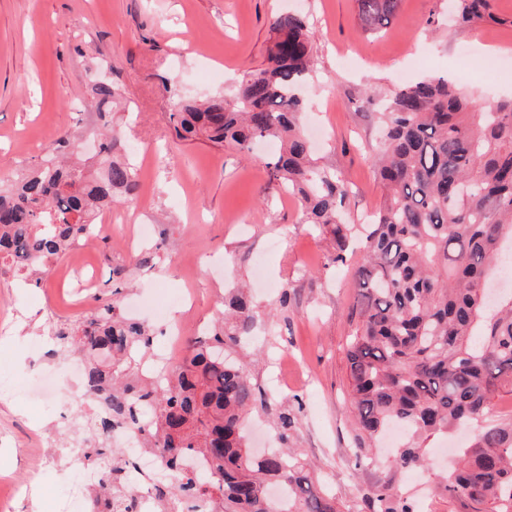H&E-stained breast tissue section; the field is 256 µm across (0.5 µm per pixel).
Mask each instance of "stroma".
Listing matches in <instances>:
<instances>
[{
  "mask_svg": "<svg viewBox=\"0 0 512 512\" xmlns=\"http://www.w3.org/2000/svg\"><path fill=\"white\" fill-rule=\"evenodd\" d=\"M285 11L306 15L316 31L301 128L350 186L348 223L368 222L384 202L372 165L381 94L444 76L482 104L512 95V0H494L496 21L463 26L450 21L448 0H399L379 30L362 21L355 0H0V182L37 163L60 135L96 139V113L71 106L86 97L94 68L124 97L127 109L112 121L139 155L133 201L102 211L96 221L107 240L85 246L97 275L84 310H73L55 281L0 276V377L19 389L0 396V483L33 486L12 501L13 512H29L33 502L38 512H55L78 473L60 446L79 439V417L93 405L46 358L51 327L77 323L113 299L152 327L155 353L170 334L191 338L196 322H213L220 297L243 283L255 330L234 352L260 402L249 417L251 448L280 447L270 411L297 405L291 444L341 512H365L366 496L381 484L421 512H465L442 475L470 431L421 439V470L392 466L391 448L364 462L356 456L361 432L346 347L361 250L333 262L331 237L303 223L299 201L269 184L273 144L259 142L245 155L201 136L180 138L170 121L178 97L232 91L260 68L270 24ZM160 242L159 259L141 264Z\"/></svg>",
  "mask_w": 512,
  "mask_h": 512,
  "instance_id": "stroma-1",
  "label": "stroma"
}]
</instances>
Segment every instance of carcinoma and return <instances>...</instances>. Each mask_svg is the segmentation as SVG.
<instances>
[{
  "label": "carcinoma",
  "instance_id": "1",
  "mask_svg": "<svg viewBox=\"0 0 512 512\" xmlns=\"http://www.w3.org/2000/svg\"><path fill=\"white\" fill-rule=\"evenodd\" d=\"M397 0H357L358 13L386 25ZM463 23L493 21L494 0H454ZM315 32L295 13L277 15L263 67L247 73L233 100L214 95L203 103L175 104L179 137L203 135L240 152L272 140L277 154L265 163L270 182L298 197L303 221L329 232L334 261L344 260L347 225L342 204L348 185L336 168L313 158L299 128L305 103L299 87L311 71ZM104 133L100 171L65 161L81 154L68 136L50 145L51 157L0 190V273L12 271L36 285L73 247L101 239L97 210L133 199L136 169L123 131L112 125L116 88L89 76ZM384 141L373 159L387 188L369 225L355 273L357 326L347 351L349 387L370 456L389 425L414 436L488 419L494 399L512 394V296L494 302L486 281L512 251V98L482 107L446 78L406 85L383 104ZM252 306L239 293L224 299V322L205 340L190 339L188 353L157 381L136 375L151 338L106 302L70 332L59 330L58 351L84 361V395L100 404L81 448L80 463L102 458L109 468L87 491L90 512H134L133 491L122 481L130 459L111 447L117 429H136L157 451L174 482L151 487L158 512H338L319 490L299 455L286 447L296 424L293 410H275L284 447L255 454L246 443L244 417L255 401L249 371L224 355V345L251 334ZM149 408L152 417L142 416ZM209 465L204 479L182 470L184 456ZM423 449L411 443L394 463L411 470ZM284 486L288 499L267 495ZM445 491L468 512H512V423L487 424L464 449L446 478ZM368 512H417L386 484L365 499Z\"/></svg>",
  "mask_w": 512,
  "mask_h": 512
}]
</instances>
